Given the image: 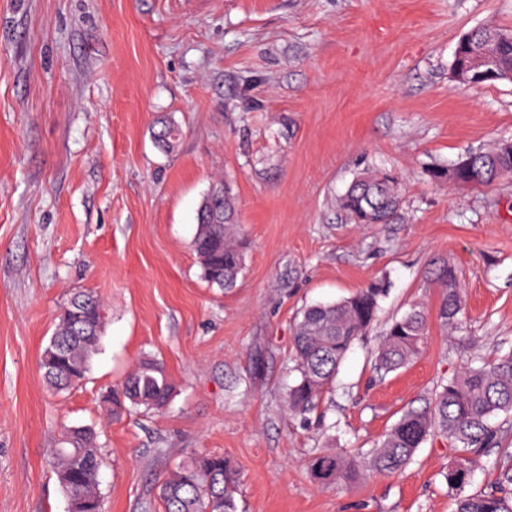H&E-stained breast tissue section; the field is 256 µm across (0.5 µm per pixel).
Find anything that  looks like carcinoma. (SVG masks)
<instances>
[{"mask_svg":"<svg viewBox=\"0 0 512 512\" xmlns=\"http://www.w3.org/2000/svg\"><path fill=\"white\" fill-rule=\"evenodd\" d=\"M495 26L481 27L464 36L459 44L478 50ZM157 143L174 151L181 140V129L163 123L154 133ZM451 171L461 181L479 187L490 186L512 177V148L500 143L488 152L467 154ZM400 196L397 178L388 172L367 173L356 178L340 199L341 208L355 224H386L397 210ZM235 202L220 184L214 185L199 208L193 250L203 277L219 288L234 286L244 263L241 225L235 222ZM434 281L443 289L439 316L445 328H457L464 309V297L455 269L443 263L434 270ZM384 288L373 284L346 299L305 307L294 328L295 384L288 388L290 412L305 415L314 411L324 393L333 385L336 370L354 342L366 333L377 317ZM65 305L53 338L63 341L66 350L56 361H40L49 387L63 392L79 385L90 369L103 328L100 300L91 293H77ZM428 335V318L421 306L412 307L393 321L375 352V369L389 373L406 367L423 351ZM172 386L163 369L151 360L143 361L112 390V413L129 407L145 411L166 406ZM512 413V352L478 365L468 364L440 384L431 403L409 408L392 425L377 447L365 457L342 454L315 458L312 473L324 483L352 479L360 469L398 474L411 463L427 439L442 434L462 445L460 454L448 466L445 482L455 492L454 512H512V451L498 461V481L480 492L465 495L474 459L489 448L501 445L502 430L491 418ZM56 452L53 467L66 495L75 494L77 512H102L99 492L101 457L95 436L85 427H68ZM233 473L224 457L192 453L177 464L159 486L164 512H236Z\"/></svg>","mask_w":512,"mask_h":512,"instance_id":"obj_1","label":"carcinoma"}]
</instances>
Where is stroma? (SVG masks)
Segmentation results:
<instances>
[{
    "label": "stroma",
    "mask_w": 512,
    "mask_h": 512,
    "mask_svg": "<svg viewBox=\"0 0 512 512\" xmlns=\"http://www.w3.org/2000/svg\"><path fill=\"white\" fill-rule=\"evenodd\" d=\"M482 25L512 30V0H0V512H68L50 460L70 426L97 435L106 512H163L158 487L193 452L224 456L237 512H454L446 438L398 475L324 485L311 463L371 448L464 364L512 351V178L427 174L512 141V82L452 77ZM160 118L182 130L174 152ZM368 171L398 178L389 223L340 207ZM218 181L247 242L229 290L192 247ZM437 262L466 300L452 337ZM373 284L379 317L334 390L290 413L300 311ZM77 292L103 301L102 337L57 394L39 362ZM415 303L422 354L378 374L388 323ZM146 359L169 403L113 417L112 389ZM499 30H501V28H498V27H495V26H486V27H481L477 30H474L472 31L471 33L467 34L466 36H464L458 43L457 45V48H456V51H455V55H454V60H453V68L456 67V66H461L463 61H464V58H461L458 54H457V49L459 47V45H464V44H468L469 45V52H468V57L470 56V50L473 49V52L478 50L480 48V45L492 34V33H495V32H500Z\"/></svg>",
    "instance_id": "35a3bbf8"
}]
</instances>
